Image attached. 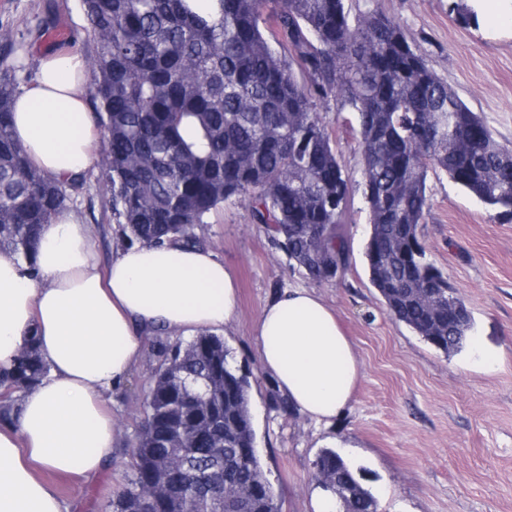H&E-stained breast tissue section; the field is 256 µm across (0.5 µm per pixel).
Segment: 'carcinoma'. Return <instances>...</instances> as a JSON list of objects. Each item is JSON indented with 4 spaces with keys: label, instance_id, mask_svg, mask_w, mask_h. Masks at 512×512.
I'll return each mask as SVG.
<instances>
[{
    "label": "carcinoma",
    "instance_id": "1",
    "mask_svg": "<svg viewBox=\"0 0 512 512\" xmlns=\"http://www.w3.org/2000/svg\"><path fill=\"white\" fill-rule=\"evenodd\" d=\"M95 36L90 92L107 148L101 164L121 244L196 245L195 228L235 198L304 274L343 273L341 230L352 179L315 105L336 97L358 115L365 262L390 314L445 354L474 328L470 309L427 256V180L441 171L492 219L512 220V149L376 10L349 19L345 0H82ZM272 14L289 57L260 27ZM306 73L298 81L293 64ZM15 70L0 73V250L31 259L41 229L67 207V184L27 162L11 127ZM136 429L131 476L113 512H148L160 482L179 512H281L256 450L249 381L215 334L160 344ZM48 372L23 353L0 386V419ZM315 470L340 512H377L362 478L333 450ZM211 475L207 491L199 475Z\"/></svg>",
    "mask_w": 512,
    "mask_h": 512
}]
</instances>
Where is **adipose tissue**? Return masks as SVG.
<instances>
[{"instance_id":"ef3b65f1","label":"adipose tissue","mask_w":512,"mask_h":512,"mask_svg":"<svg viewBox=\"0 0 512 512\" xmlns=\"http://www.w3.org/2000/svg\"><path fill=\"white\" fill-rule=\"evenodd\" d=\"M88 92L82 56L49 52L14 95V137L53 180L81 177L93 163L100 133ZM33 255L34 274L0 252V372L31 347L49 366L0 427V512H71L38 471L91 477L108 466L110 395L142 360L148 338L224 328L236 290L223 262L202 247L136 244L100 269L89 225L68 209L44 225ZM256 339L263 369L292 409L318 423L344 410L359 363L313 290L291 288L270 301Z\"/></svg>"}]
</instances>
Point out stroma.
Returning <instances> with one entry per match:
<instances>
[{
	"label": "stroma",
	"mask_w": 512,
	"mask_h": 512,
	"mask_svg": "<svg viewBox=\"0 0 512 512\" xmlns=\"http://www.w3.org/2000/svg\"><path fill=\"white\" fill-rule=\"evenodd\" d=\"M466 2L477 22L460 19L455 0H345V8L354 18L376 9L398 21L428 67L512 147V22L489 20L485 0ZM0 25L12 27L18 40L14 53L0 50V59L26 64L29 81L36 76L31 62L44 49L74 50L87 59L95 51L81 0H0ZM316 109L345 170L359 177L356 114L333 98ZM104 179L93 165L67 192L106 264L119 248V226ZM428 190L424 243L474 319L467 346L448 355L394 320L370 284L361 190H354L342 219L348 264L332 282H314L293 267L239 201L224 202L196 229L237 287L236 316L222 335L249 378L257 453L282 512H310L319 486L314 461L325 449L361 472L378 512H512V221L491 219L445 173L430 174ZM295 287L314 290L337 315L360 365L349 405L328 424L293 412L260 362L255 325L270 300ZM160 341L151 337L142 362L112 391L111 463L90 478L47 474L72 512H112Z\"/></svg>",
	"instance_id": "obj_1"
}]
</instances>
